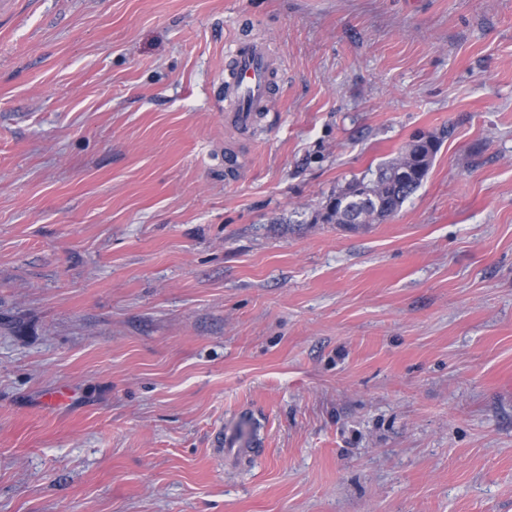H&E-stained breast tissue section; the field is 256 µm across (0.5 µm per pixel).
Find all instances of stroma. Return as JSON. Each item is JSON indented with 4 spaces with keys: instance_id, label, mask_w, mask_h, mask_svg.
Wrapping results in <instances>:
<instances>
[{
    "instance_id": "35a3bbf8",
    "label": "stroma",
    "mask_w": 512,
    "mask_h": 512,
    "mask_svg": "<svg viewBox=\"0 0 512 512\" xmlns=\"http://www.w3.org/2000/svg\"><path fill=\"white\" fill-rule=\"evenodd\" d=\"M0 512H512V0L1 6ZM226 54L231 66L224 81V120L246 128L268 107L279 61L265 42L255 39L234 40ZM433 140L428 160L430 149L413 140L396 158L380 165L371 177H355L336 190L324 208L323 223L374 224L396 215L429 174L438 146ZM404 166H411L414 176L408 182L393 180L391 172Z\"/></svg>"
}]
</instances>
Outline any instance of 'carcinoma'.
Wrapping results in <instances>:
<instances>
[{"label":"carcinoma","instance_id":"obj_1","mask_svg":"<svg viewBox=\"0 0 512 512\" xmlns=\"http://www.w3.org/2000/svg\"><path fill=\"white\" fill-rule=\"evenodd\" d=\"M437 149L411 142L397 157L380 165L372 176L355 177L329 197L322 214L326 224H374L396 215L424 183ZM410 166L414 176L407 182L394 180L391 172Z\"/></svg>","mask_w":512,"mask_h":512}]
</instances>
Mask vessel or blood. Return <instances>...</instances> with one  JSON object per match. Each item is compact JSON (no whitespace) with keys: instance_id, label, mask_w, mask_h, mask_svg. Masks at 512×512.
Instances as JSON below:
<instances>
[{"instance_id":"vessel-or-blood-1","label":"vessel or blood","mask_w":512,"mask_h":512,"mask_svg":"<svg viewBox=\"0 0 512 512\" xmlns=\"http://www.w3.org/2000/svg\"><path fill=\"white\" fill-rule=\"evenodd\" d=\"M231 61L224 81V119L245 128L268 106L277 56L265 42L238 39L227 50Z\"/></svg>"}]
</instances>
